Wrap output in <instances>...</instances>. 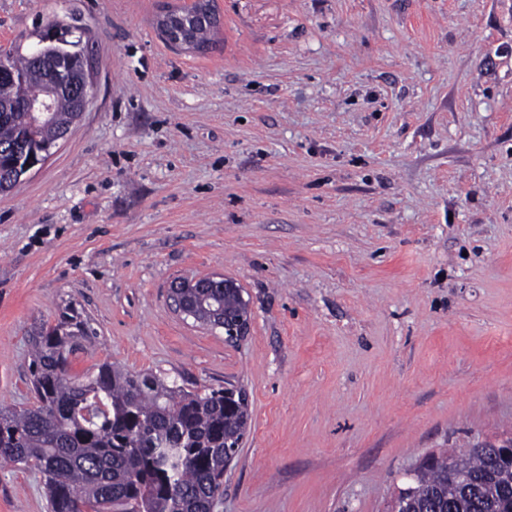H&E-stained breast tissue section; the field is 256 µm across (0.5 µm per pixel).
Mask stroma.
<instances>
[{"instance_id":"1","label":"stroma","mask_w":512,"mask_h":512,"mask_svg":"<svg viewBox=\"0 0 512 512\" xmlns=\"http://www.w3.org/2000/svg\"><path fill=\"white\" fill-rule=\"evenodd\" d=\"M0 0V48L77 11L94 100L0 193V404L29 406V330L77 303L108 360L242 387L250 426L213 512H388L424 457L512 432V0ZM221 274L226 341L175 311ZM0 512H49L0 463ZM188 2H190L187 4L188 6L170 11L160 17L157 21V28L161 37L168 44L180 49L197 51L198 46L194 38L195 29L200 25L217 27L220 24V15L216 8L218 1L188 0ZM203 26L197 29L196 38L198 43L207 49L210 36L216 28ZM210 280L220 283L222 288H191L193 283L178 284V282L172 288H182L180 297H184L185 302L195 313L209 309L221 310L224 317L213 316L208 326L212 329H224V335L227 336L228 341L245 336L250 324L248 305L244 304L238 312L231 313L227 310L237 309L240 305V297L237 294H224L228 291H239L241 293V289L233 280L221 274L210 276ZM224 308L227 310H224Z\"/></svg>"}]
</instances>
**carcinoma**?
<instances>
[{
  "label": "carcinoma",
  "mask_w": 512,
  "mask_h": 512,
  "mask_svg": "<svg viewBox=\"0 0 512 512\" xmlns=\"http://www.w3.org/2000/svg\"><path fill=\"white\" fill-rule=\"evenodd\" d=\"M35 32L50 54L78 74L88 59L80 19ZM0 78V192L14 188L19 161L52 148L82 117L66 93L39 121L18 112L23 99L44 98L46 73L31 53L8 52ZM193 312L235 310L240 297L222 288H183ZM97 332L72 303L54 322L30 329L31 384L36 403L0 405V460L38 469L50 512H212L224 492L225 445L247 432L238 399L225 389L186 391L153 372H133L104 361L83 377L69 373V356ZM505 461L492 471L485 458L454 449L432 458L404 491L418 512H512L499 489L512 483Z\"/></svg>",
  "instance_id": "cac0c4a2"
}]
</instances>
